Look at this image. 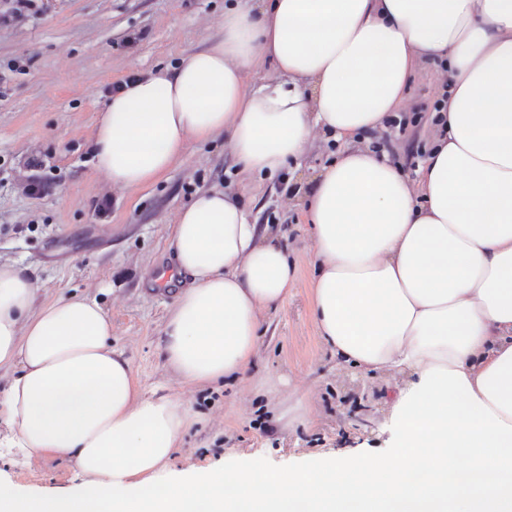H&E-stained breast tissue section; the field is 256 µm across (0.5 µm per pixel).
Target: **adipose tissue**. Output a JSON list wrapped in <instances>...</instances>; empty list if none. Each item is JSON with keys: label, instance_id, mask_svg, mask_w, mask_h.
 <instances>
[{"label": "adipose tissue", "instance_id": "adipose-tissue-1", "mask_svg": "<svg viewBox=\"0 0 512 512\" xmlns=\"http://www.w3.org/2000/svg\"><path fill=\"white\" fill-rule=\"evenodd\" d=\"M437 60L447 107L411 181L355 137ZM318 131L341 149L303 206L312 314L337 364L392 381L391 452L175 469L193 414L142 393L100 302L39 299L29 268L0 262V447L78 478L0 480V512H512V0H228L215 39L106 102L93 162L135 191L221 136L249 180ZM169 240L189 284L164 319L168 368L187 386L245 375L296 283L275 230L214 186Z\"/></svg>", "mask_w": 512, "mask_h": 512}]
</instances>
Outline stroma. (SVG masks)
Returning a JSON list of instances; mask_svg holds the SVG:
<instances>
[{
  "mask_svg": "<svg viewBox=\"0 0 512 512\" xmlns=\"http://www.w3.org/2000/svg\"><path fill=\"white\" fill-rule=\"evenodd\" d=\"M224 2L41 0L16 14L10 0H0V262L30 267L40 298H100L112 345L130 359L143 391L179 398L196 417L177 468L233 467L256 457L285 471L322 454L387 455L386 380L338 368L312 316L314 257L302 193L334 160L333 141L316 133L298 162L251 183L220 137L190 143L177 165L137 191L113 187L92 164L95 125L112 84L174 66L203 46L224 22ZM447 82L438 65L422 67L401 106L417 114V124L363 133L360 143L380 144L415 179L431 144L433 103ZM31 176L47 183L44 195L25 192ZM224 185L240 191L259 223L276 226L297 282L286 301L264 312L244 376L187 387L166 365L162 327L188 279L162 290L151 280L173 261L169 224L198 192ZM0 477L30 491L76 481L58 462L31 465L19 449L1 447Z\"/></svg>",
  "mask_w": 512,
  "mask_h": 512,
  "instance_id": "1",
  "label": "stroma"
}]
</instances>
